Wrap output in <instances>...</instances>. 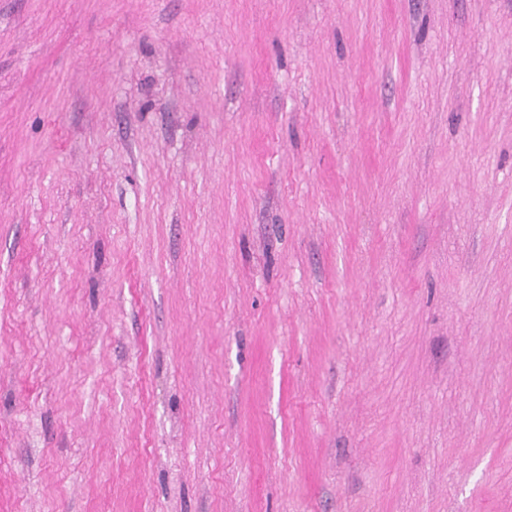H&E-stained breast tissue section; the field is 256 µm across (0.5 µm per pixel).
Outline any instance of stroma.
Returning a JSON list of instances; mask_svg holds the SVG:
<instances>
[{
  "instance_id": "35a3bbf8",
  "label": "stroma",
  "mask_w": 512,
  "mask_h": 512,
  "mask_svg": "<svg viewBox=\"0 0 512 512\" xmlns=\"http://www.w3.org/2000/svg\"><path fill=\"white\" fill-rule=\"evenodd\" d=\"M0 512H512V0H0Z\"/></svg>"
}]
</instances>
